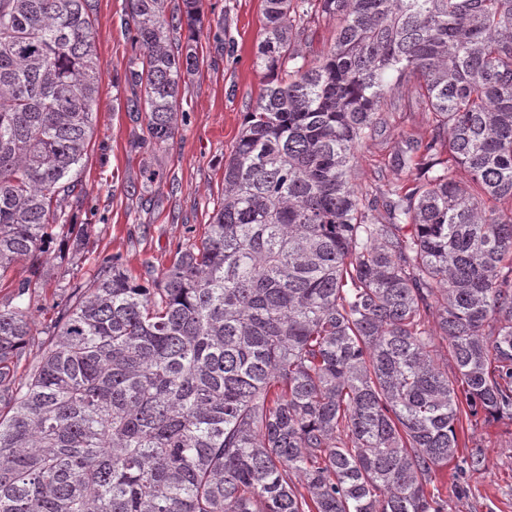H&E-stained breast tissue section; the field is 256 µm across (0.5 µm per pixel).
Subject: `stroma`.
Here are the masks:
<instances>
[{"instance_id":"35a3bbf8","label":"stroma","mask_w":512,"mask_h":512,"mask_svg":"<svg viewBox=\"0 0 512 512\" xmlns=\"http://www.w3.org/2000/svg\"><path fill=\"white\" fill-rule=\"evenodd\" d=\"M95 43L101 63L94 106V134L80 172L93 207L92 257L120 254L125 266L147 281L167 267L178 244L202 234L224 194V161L242 129L245 112L255 105L263 72L255 52L263 26V0H202L204 27L198 38L201 65L180 103L173 141L157 144L147 116L130 109L139 89L125 84L135 55L126 26L129 0H92ZM413 83H400L393 109L373 140L359 150L356 182L364 189L384 185L392 172L388 159L401 136L427 140L432 115L415 102ZM158 174L145 183V167ZM93 274L90 261L61 253L48 264L47 283L32 298L34 331H42L53 307L72 287ZM460 456L478 452L485 466L477 472L439 476L446 512H512V420L481 419L466 426Z\"/></svg>"}]
</instances>
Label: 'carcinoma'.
Wrapping results in <instances>:
<instances>
[{"instance_id": "1", "label": "carcinoma", "mask_w": 512, "mask_h": 512, "mask_svg": "<svg viewBox=\"0 0 512 512\" xmlns=\"http://www.w3.org/2000/svg\"><path fill=\"white\" fill-rule=\"evenodd\" d=\"M129 2L125 81L162 144L200 0ZM263 2L265 83L200 244L148 285L95 259L20 376L52 245L87 259L101 64L89 0H0V280L29 268L0 303V512H445L462 420L512 419V0ZM412 78L431 135L364 192ZM335 25V21L325 19L311 24L302 41L303 52L309 60L318 59L326 52L334 35Z\"/></svg>"}]
</instances>
